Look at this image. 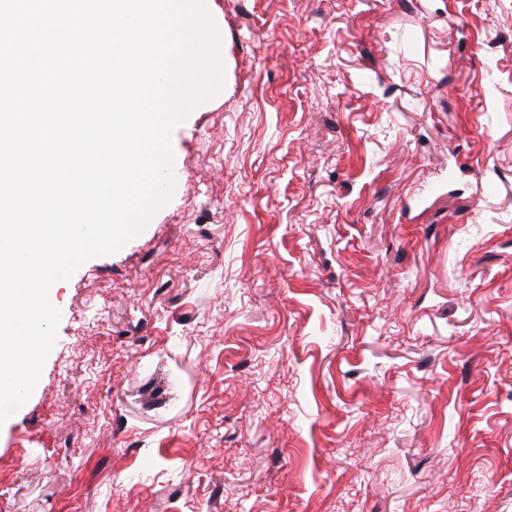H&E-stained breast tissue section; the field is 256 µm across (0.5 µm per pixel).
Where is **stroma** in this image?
<instances>
[{
  "mask_svg": "<svg viewBox=\"0 0 512 512\" xmlns=\"http://www.w3.org/2000/svg\"><path fill=\"white\" fill-rule=\"evenodd\" d=\"M170 200L50 289L0 512H512V0H205Z\"/></svg>",
  "mask_w": 512,
  "mask_h": 512,
  "instance_id": "1",
  "label": "stroma"
}]
</instances>
